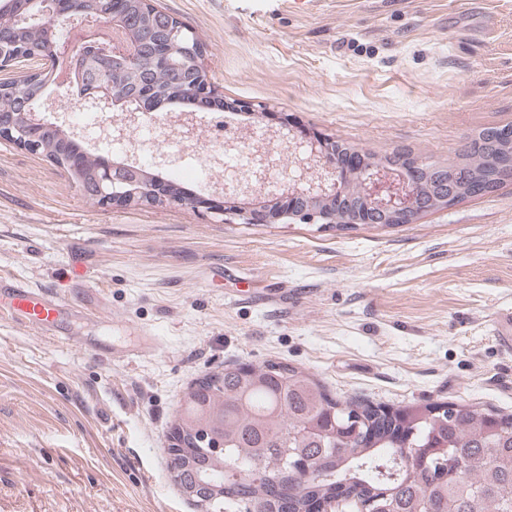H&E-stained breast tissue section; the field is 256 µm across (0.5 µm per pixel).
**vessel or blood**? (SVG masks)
<instances>
[{"label":"vessel or blood","instance_id":"b4317fda","mask_svg":"<svg viewBox=\"0 0 512 512\" xmlns=\"http://www.w3.org/2000/svg\"><path fill=\"white\" fill-rule=\"evenodd\" d=\"M0 305L7 307L13 320L56 335L60 305L41 290L25 283L0 281Z\"/></svg>","mask_w":512,"mask_h":512}]
</instances>
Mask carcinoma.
Returning <instances> with one entry per match:
<instances>
[{
	"instance_id": "cac0c4a2",
	"label": "carcinoma",
	"mask_w": 512,
	"mask_h": 512,
	"mask_svg": "<svg viewBox=\"0 0 512 512\" xmlns=\"http://www.w3.org/2000/svg\"><path fill=\"white\" fill-rule=\"evenodd\" d=\"M62 9H108V0H59ZM15 15L32 13L30 0H0ZM154 4L131 0L128 12L140 28L150 27ZM18 26L16 41L51 52L59 42L53 29ZM181 62L174 72L148 66L156 49ZM147 58L126 64L118 73L112 62L96 66L97 74L114 81L117 100L129 109H162L179 103L198 107L195 88L208 83L203 44L187 25L167 31L148 43ZM45 73L36 84L4 81L14 91L0 96V113L16 111V99L27 101L23 112H39ZM38 154L65 153L81 165L71 174L84 195L94 198L96 186L80 181L98 165V155L68 131L44 123ZM481 129L462 154L459 164L483 175L474 196L494 191L512 179V164L493 156L487 133ZM207 407L210 421L224 431V456L207 462L206 449L191 450L196 471L207 482L224 486L223 509L245 498L262 500L272 512H307L319 501L323 510L336 505L344 512H512V414L485 411L467 403L425 404L392 410L373 403L341 401L304 371L284 362H269L246 372L238 365L224 367L222 380H201L188 394L183 422L190 425L196 410ZM264 460L261 476L253 475L254 458ZM293 458L310 460L312 470L299 475L289 466ZM463 469L452 476L453 460Z\"/></svg>"
}]
</instances>
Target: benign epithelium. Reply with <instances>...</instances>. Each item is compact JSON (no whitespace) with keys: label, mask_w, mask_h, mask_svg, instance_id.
<instances>
[{"label":"benign epithelium","mask_w":512,"mask_h":512,"mask_svg":"<svg viewBox=\"0 0 512 512\" xmlns=\"http://www.w3.org/2000/svg\"><path fill=\"white\" fill-rule=\"evenodd\" d=\"M66 23L82 24L87 31L83 42L71 48L56 46V55L75 56L78 70L93 67L105 60L135 62L143 49L147 32L131 25L127 15L112 8V13L88 16H70ZM38 60L18 52L9 59L12 68L21 70L29 77L43 73L29 64ZM85 99L98 111L105 112L116 105L113 83L107 79H96L89 83ZM137 115L125 112L112 115V123L102 125L101 134L106 139H123L135 123ZM30 128L23 129L13 124L12 119L0 114V140L8 141L29 153H38L36 134ZM169 136L175 140L189 142L196 137V128L186 113H172L168 119ZM287 140L288 150L295 152L294 161L283 162L282 152L262 138L246 131L239 140L228 144L231 149H244L250 156L249 170L244 175L234 173L230 183L224 185V199L189 197L180 203L201 206L215 214H233L244 224L274 223L282 219L313 224L322 219L336 222V194L344 192L351 180V171L336 161V143L309 130H288L281 135ZM101 173L97 177L100 203L109 207H123L132 203L152 204L169 197L165 185L144 175L142 167L132 162L117 163L101 158ZM282 174L280 199L272 211L246 210L235 205L239 196H258L266 191V184L275 172ZM465 187L460 182H445L435 190H425L420 173L408 166L378 165L364 171L357 185V196L364 205V213L370 215L366 222L373 224H413L423 214L447 207L463 197ZM190 448H207L213 456L224 449V437L206 428H198L191 434L182 429H173L169 452L178 461L187 455ZM182 493L203 508L214 499L224 496V488L207 485L196 478H187L174 471Z\"/></svg>","instance_id":"7a95c632"}]
</instances>
